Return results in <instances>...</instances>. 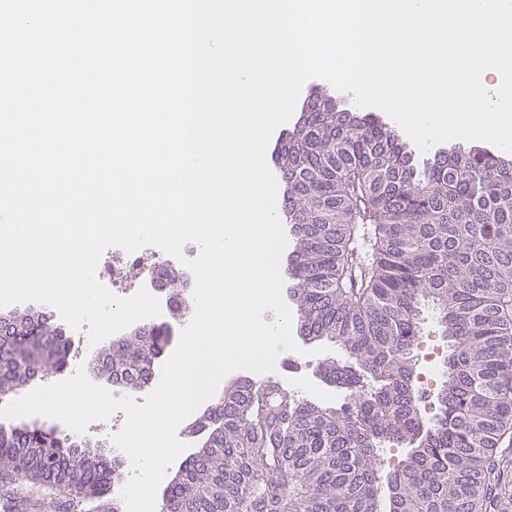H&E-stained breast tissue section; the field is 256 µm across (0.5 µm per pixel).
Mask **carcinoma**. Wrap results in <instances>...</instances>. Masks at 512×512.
<instances>
[{"label":"carcinoma","mask_w":512,"mask_h":512,"mask_svg":"<svg viewBox=\"0 0 512 512\" xmlns=\"http://www.w3.org/2000/svg\"><path fill=\"white\" fill-rule=\"evenodd\" d=\"M294 249L290 299L303 335L340 348L321 373L337 409L286 388L236 384L197 419L203 439L160 512H512V165L489 151L420 167L371 114L323 98L277 155ZM371 226L370 258L358 237ZM450 343L437 412H420L413 350L421 306ZM135 331L97 374L137 388L164 346ZM64 329L45 313L0 322V397L64 370ZM406 448L385 473L381 445ZM122 461L53 428L0 424V512H122Z\"/></svg>","instance_id":"1"}]
</instances>
